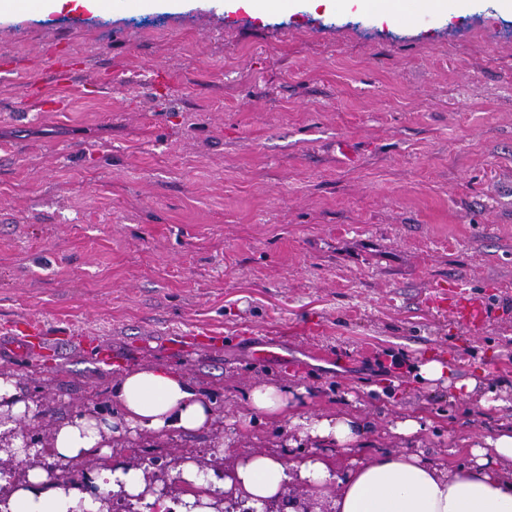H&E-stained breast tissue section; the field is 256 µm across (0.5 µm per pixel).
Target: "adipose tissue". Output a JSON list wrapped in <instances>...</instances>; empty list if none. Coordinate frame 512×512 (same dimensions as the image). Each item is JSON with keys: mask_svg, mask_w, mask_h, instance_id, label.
<instances>
[{"mask_svg": "<svg viewBox=\"0 0 512 512\" xmlns=\"http://www.w3.org/2000/svg\"><path fill=\"white\" fill-rule=\"evenodd\" d=\"M289 387L253 385L245 394L251 413L287 420L300 437L330 442L351 451L364 428L347 411L300 414ZM113 417L85 412L57 425L48 441L52 460L81 464L93 459L102 494L57 480L44 465L26 467L17 477L0 475V512H109L113 498L154 505L149 473L136 464L113 465L112 440L138 430L194 432L216 424L212 405L180 375L163 366L121 375L112 388ZM16 376L0 374V458L23 459L28 452L18 422L30 415ZM472 463L448 467L407 449L374 456L337 474L334 462L318 454L284 460L273 453L243 452L218 440L215 462L225 467L215 482L211 467L181 458L175 478L183 490L177 512H223L238 503L251 512L271 505L297 512L285 501L288 487L325 504L327 512H512V429L476 437Z\"/></svg>", "mask_w": 512, "mask_h": 512, "instance_id": "adipose-tissue-1", "label": "adipose tissue"}]
</instances>
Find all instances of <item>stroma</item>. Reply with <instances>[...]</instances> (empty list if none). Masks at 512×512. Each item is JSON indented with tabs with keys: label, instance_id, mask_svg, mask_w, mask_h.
I'll return each instance as SVG.
<instances>
[{
	"label": "stroma",
	"instance_id": "stroma-1",
	"mask_svg": "<svg viewBox=\"0 0 512 512\" xmlns=\"http://www.w3.org/2000/svg\"><path fill=\"white\" fill-rule=\"evenodd\" d=\"M458 285L494 313L480 334L428 303ZM18 319L85 336L26 356L0 333V372L35 405L23 438L111 414L140 367L212 404L214 428L113 442V464L150 468L174 501L173 466L221 436L346 468L401 450L392 428L416 415L426 458L468 462L462 438L512 425V11L470 0L425 27L307 0L0 15V321ZM199 329L211 345L170 354ZM429 358L486 384L419 382ZM258 382L293 388L303 414L357 413L361 443L294 442L250 414ZM489 386L501 407L481 405Z\"/></svg>",
	"mask_w": 512,
	"mask_h": 512
}]
</instances>
